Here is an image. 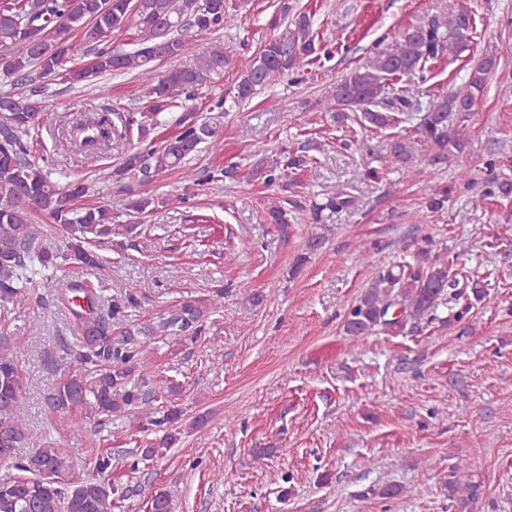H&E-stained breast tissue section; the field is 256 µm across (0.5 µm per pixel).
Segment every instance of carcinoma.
<instances>
[{
  "label": "carcinoma",
  "mask_w": 512,
  "mask_h": 512,
  "mask_svg": "<svg viewBox=\"0 0 512 512\" xmlns=\"http://www.w3.org/2000/svg\"><path fill=\"white\" fill-rule=\"evenodd\" d=\"M245 3L235 0H0V74L19 81L37 70L43 77L60 78L69 84H82L112 72L131 73L149 69L161 59H177L186 54L198 37L237 24ZM281 35L265 40L254 59L238 75L232 91L233 102L246 103L265 87L288 76L302 61L320 56L315 43L311 15L292 12L288 3L280 5ZM473 19L459 0H448L443 16L426 24L405 29L398 39L374 53L369 63L353 69L336 83L323 101V109L341 123L347 111L357 110L356 121L374 130L397 128L415 123L422 142L439 159L460 153L464 143L461 129L495 70L493 56L481 58L472 68L465 85L430 104L425 112L414 107L408 87L391 95L386 80L404 76L424 77L426 65L471 50ZM135 29V47L115 51L104 47L116 31ZM79 36L80 44L94 50L86 64H73L76 45L68 34ZM230 65L224 44L215 41L197 61L170 69L147 89L146 110L125 117L121 135H136L137 141L122 162L101 170L100 179L123 185L127 192L124 209L139 220L165 207L167 200L148 190L163 173L180 172L195 185L232 180L236 167L191 169L188 161L208 144L221 148L217 127L202 117L195 104L198 91L224 74ZM43 110L40 93L0 94V309L8 313L25 307L37 287L34 276L40 268L61 263L98 267V248L112 243V237L134 233L139 225L121 224L107 204H85L92 182L77 178L61 186L36 157ZM178 113L170 135L157 133L159 115ZM82 137L71 142L82 152L101 149L112 140V120L104 115L93 122H79ZM410 160L405 143L396 140L382 159V166L394 169ZM315 159L306 148L288 150L267 164L260 162L254 177L268 187L294 184L296 175ZM352 200L342 190L333 191L327 202L312 211L319 223L321 212L349 206ZM37 215L48 217L70 239L69 251L49 252L39 241L33 224ZM266 222L284 236L291 234L288 213L278 205L266 209ZM323 232L307 237L296 264L302 265L326 243ZM460 284L448 261L432 253V242L425 238L410 262L382 270L360 299L345 315L343 330L354 338L367 336L377 326L397 330L409 320H421L434 311L442 296ZM63 298L75 306V342L71 355L78 364L76 373L58 381L45 397L48 409L57 413L80 412L78 423L95 418L125 416L137 433L161 431L154 443L137 449L140 459L148 460L173 447L182 435V410L167 404L177 393L148 388L144 374L148 365L145 340L170 336L195 341L204 331L206 319L217 308L224 290L205 299L182 302L174 313L156 323L126 332L112 341L109 328L121 322L139 306L138 297L126 293L114 298L108 315L98 312L100 296L92 288L67 285ZM22 377L16 357L0 338V462L12 464L15 474L0 479V512H112L122 507L128 488L101 481L71 484L70 466L59 448L46 445L34 433L20 412L18 400ZM19 448L29 452L16 455ZM466 466L451 467L445 487L448 498L465 510L478 500L480 485L465 474ZM147 512H173L172 496L155 491L146 501Z\"/></svg>",
  "instance_id": "carcinoma-1"
}]
</instances>
